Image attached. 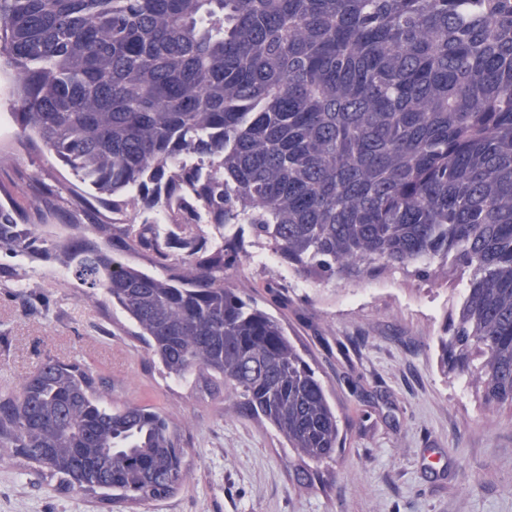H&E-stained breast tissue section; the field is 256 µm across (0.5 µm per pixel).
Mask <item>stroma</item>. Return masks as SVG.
<instances>
[{"label":"stroma","mask_w":512,"mask_h":512,"mask_svg":"<svg viewBox=\"0 0 512 512\" xmlns=\"http://www.w3.org/2000/svg\"><path fill=\"white\" fill-rule=\"evenodd\" d=\"M227 282L281 321L336 411L343 446L310 463L311 485L297 484L290 450L229 394L164 379L122 313L87 299L72 276L38 268L22 287L0 285V392L46 359L78 360L111 380L116 397L162 410L187 468L172 497L131 505L61 490L5 454L0 512H512V409L487 408L439 363L464 279L423 282L395 269L322 285L282 264L248 263Z\"/></svg>","instance_id":"35a3bbf8"}]
</instances>
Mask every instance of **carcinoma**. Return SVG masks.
<instances>
[{
    "instance_id": "cac0c4a2",
    "label": "carcinoma",
    "mask_w": 512,
    "mask_h": 512,
    "mask_svg": "<svg viewBox=\"0 0 512 512\" xmlns=\"http://www.w3.org/2000/svg\"><path fill=\"white\" fill-rule=\"evenodd\" d=\"M2 68L16 140L75 181L34 167L27 206L0 182V252L118 307L162 377L230 391L298 482L342 447L338 420L282 324L224 280L248 259L227 227L316 283L467 276L441 367L512 407V0H0ZM105 383L47 359L0 393V450L104 501L173 496L180 434Z\"/></svg>"
}]
</instances>
